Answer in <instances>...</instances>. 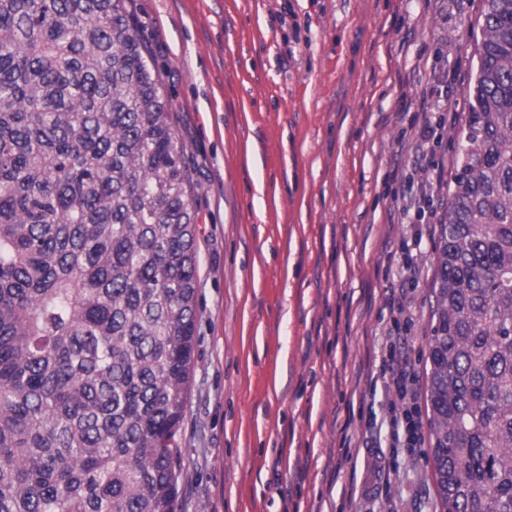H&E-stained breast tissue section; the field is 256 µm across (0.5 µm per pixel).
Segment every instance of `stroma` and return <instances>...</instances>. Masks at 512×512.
<instances>
[{
  "label": "stroma",
  "instance_id": "35a3bbf8",
  "mask_svg": "<svg viewBox=\"0 0 512 512\" xmlns=\"http://www.w3.org/2000/svg\"><path fill=\"white\" fill-rule=\"evenodd\" d=\"M480 5L132 0L197 211L179 512H434L429 446H390L393 393L371 377L398 334L426 388V218L447 205ZM416 236L402 323L391 285Z\"/></svg>",
  "mask_w": 512,
  "mask_h": 512
}]
</instances>
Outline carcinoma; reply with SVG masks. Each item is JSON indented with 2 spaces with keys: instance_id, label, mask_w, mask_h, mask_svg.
Masks as SVG:
<instances>
[{
  "instance_id": "1",
  "label": "carcinoma",
  "mask_w": 512,
  "mask_h": 512,
  "mask_svg": "<svg viewBox=\"0 0 512 512\" xmlns=\"http://www.w3.org/2000/svg\"><path fill=\"white\" fill-rule=\"evenodd\" d=\"M479 28L433 247L436 512H512V0ZM192 193L128 0H0V512H177Z\"/></svg>"
}]
</instances>
